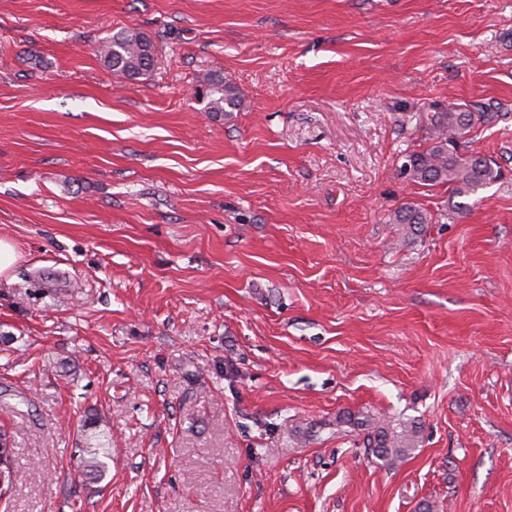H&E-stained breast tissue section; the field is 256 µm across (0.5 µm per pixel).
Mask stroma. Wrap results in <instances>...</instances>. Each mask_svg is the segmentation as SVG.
<instances>
[{
  "label": "stroma",
  "instance_id": "1",
  "mask_svg": "<svg viewBox=\"0 0 512 512\" xmlns=\"http://www.w3.org/2000/svg\"><path fill=\"white\" fill-rule=\"evenodd\" d=\"M454 107L463 212L399 172ZM0 237V512H512V0H0ZM103 63L111 70L137 80L154 66L152 42L140 31L125 30L103 41L98 49ZM203 99H207L206 112L224 115L234 112L240 106V96L237 87L223 77L204 76L200 80ZM393 220L396 224H409L415 230L419 224L431 223L432 217L420 207L407 203L395 213ZM419 430L415 425H404L400 431L380 426L369 438L372 455L385 466H395L417 448ZM0 446L2 447V448H0V467H3L4 465H6L7 452L3 451L4 448H9V451H10L9 453H10V457H11L8 460L10 467L5 466L4 468L1 469L2 473L4 474V481H5L4 486H3V475H2V479H1V472H0V488L3 486L2 491L6 490L7 492L5 494L7 495L19 479V471L15 466V460H14L15 452L13 451L12 446L10 448V444L8 443V441H6L5 437H1ZM77 452L76 456L80 459L84 473L93 474L99 479L105 477L108 466L106 462L99 459V452H96V449L75 448V454ZM86 455H89V458H86Z\"/></svg>",
  "mask_w": 512,
  "mask_h": 512
}]
</instances>
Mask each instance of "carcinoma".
<instances>
[{
    "mask_svg": "<svg viewBox=\"0 0 512 512\" xmlns=\"http://www.w3.org/2000/svg\"><path fill=\"white\" fill-rule=\"evenodd\" d=\"M103 63L111 70L129 79L148 74L154 66L152 42L137 30H126L103 41L98 49ZM202 98L207 100L206 111L216 115L233 112L240 106L237 87L222 77L205 76L200 80ZM488 119L484 112H436L431 119L433 134L428 147L408 156L404 173L423 186H446L452 196L470 197L501 178L500 167L474 154H461L455 148L457 138L476 124ZM432 217L414 204L403 205L394 215V223L415 228L429 224ZM419 430L405 425L401 430L380 426L369 438L372 455L385 466H394L407 458L418 445ZM83 472L101 479L108 470L107 463L91 448L77 449ZM15 452H10L8 466L0 469L4 474L3 489L11 491L19 479L15 466Z\"/></svg>",
    "mask_w": 512,
    "mask_h": 512,
    "instance_id": "1",
    "label": "carcinoma"
}]
</instances>
